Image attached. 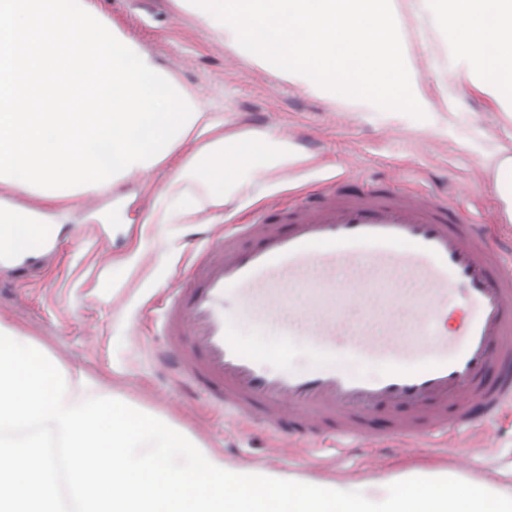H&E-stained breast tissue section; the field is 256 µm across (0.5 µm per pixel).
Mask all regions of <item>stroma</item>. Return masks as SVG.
Here are the masks:
<instances>
[{"instance_id":"1","label":"stroma","mask_w":512,"mask_h":512,"mask_svg":"<svg viewBox=\"0 0 512 512\" xmlns=\"http://www.w3.org/2000/svg\"><path fill=\"white\" fill-rule=\"evenodd\" d=\"M111 26L154 59L161 73L194 94L216 121L199 129L146 173L112 190L47 203L25 188L0 184V207L22 208L53 223L55 241L24 259V276L0 263V323L40 346L71 370L93 378L99 392L186 430L202 447L242 468H263L316 482L361 483L411 470L452 469L498 482L512 469V422L492 437L474 431L465 442L473 463L461 467L455 449L409 448L337 458L335 449L303 439L285 441L244 425L211 406L188 381L155 356L161 289L180 286L206 241L225 224L261 220L268 206L304 202L342 188V176L385 179L415 190L463 216L492 224L500 197V162L512 157V119L476 90L455 66V50L423 0H396L402 43L420 76L426 114L417 119L374 104L330 100L309 85L260 64L232 36L218 37L174 0H90ZM223 133L296 138V166L249 178L223 208L199 209L167 187L178 165ZM228 333L273 370L310 372L324 363L302 341L284 343L274 328L227 314Z\"/></svg>"}]
</instances>
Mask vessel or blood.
Returning a JSON list of instances; mask_svg holds the SVG:
<instances>
[{
    "mask_svg": "<svg viewBox=\"0 0 512 512\" xmlns=\"http://www.w3.org/2000/svg\"><path fill=\"white\" fill-rule=\"evenodd\" d=\"M490 228L457 208L388 184H366L305 201L287 217L228 224L206 244L185 287L168 291L160 358L195 380L205 397L242 423L283 439L332 436L343 454L390 439L397 448L455 444L492 431L512 412V246L491 247ZM458 291L477 307L449 326ZM234 297L284 342L304 338L326 360L312 373L272 372L227 334ZM356 303L364 318L342 310ZM415 314L397 321L393 305ZM385 365L370 380L335 357ZM390 411L379 428L375 410Z\"/></svg>",
    "mask_w": 512,
    "mask_h": 512,
    "instance_id": "vessel-or-blood-1",
    "label": "vessel or blood"
}]
</instances>
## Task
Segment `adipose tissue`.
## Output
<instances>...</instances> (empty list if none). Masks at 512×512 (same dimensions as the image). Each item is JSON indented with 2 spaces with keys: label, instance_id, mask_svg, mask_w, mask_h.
Masks as SVG:
<instances>
[{
  "label": "adipose tissue",
  "instance_id": "obj_1",
  "mask_svg": "<svg viewBox=\"0 0 512 512\" xmlns=\"http://www.w3.org/2000/svg\"><path fill=\"white\" fill-rule=\"evenodd\" d=\"M440 20L450 42L457 47L456 64L463 75H475L474 83L496 103L512 107V0H437ZM493 15V26H486V15ZM495 44L497 57H489L483 47ZM295 147L285 138L250 133L228 141L218 136L188 161L180 165L172 186L188 189L194 202L214 208L246 177L283 170L299 162ZM31 211L0 210V244L13 251L32 249V227L40 223Z\"/></svg>",
  "mask_w": 512,
  "mask_h": 512
}]
</instances>
